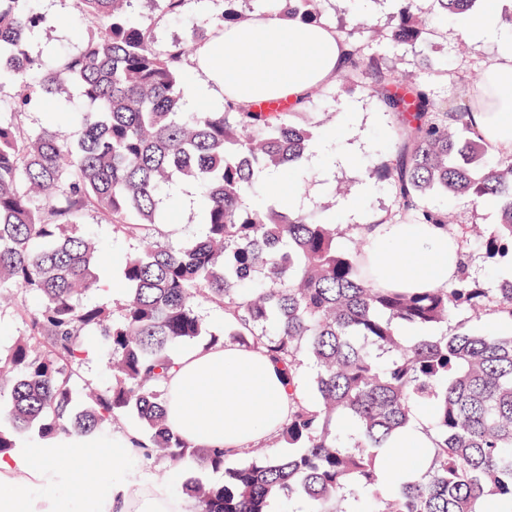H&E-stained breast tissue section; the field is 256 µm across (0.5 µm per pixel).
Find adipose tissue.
Listing matches in <instances>:
<instances>
[{
  "label": "adipose tissue",
  "instance_id": "1",
  "mask_svg": "<svg viewBox=\"0 0 512 512\" xmlns=\"http://www.w3.org/2000/svg\"><path fill=\"white\" fill-rule=\"evenodd\" d=\"M465 29L479 42L497 44V60L469 96L472 120L504 156L512 155V28L503 24L499 0L468 15ZM345 47L326 26H297L278 14L258 15L224 30L197 51L201 80L187 90L190 105L216 93L251 105L266 100H298L314 86L334 81ZM376 260L377 287L434 290L457 282L461 256L456 239L434 224H379L368 234ZM169 423L192 445L221 448L231 455L268 439L287 420L293 401L288 380L263 352L227 342L182 352L167 381ZM127 429L117 447L98 436L72 435L51 446L22 447L0 455V512H74L54 475L84 467L83 498L89 512H191L187 497L159 480L114 482L118 456L131 452L138 438ZM389 447L404 462L434 447L435 437L422 413ZM93 451L83 466L76 449ZM28 481L20 486L17 473Z\"/></svg>",
  "mask_w": 512,
  "mask_h": 512
}]
</instances>
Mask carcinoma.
<instances>
[{"label": "carcinoma", "instance_id": "obj_1", "mask_svg": "<svg viewBox=\"0 0 512 512\" xmlns=\"http://www.w3.org/2000/svg\"><path fill=\"white\" fill-rule=\"evenodd\" d=\"M280 9L301 25L322 23L325 0H216V22L248 19L241 4ZM32 0H0V82L15 93L0 111V298L15 302L27 331L0 353V399L10 429H0V455L17 436L41 439L101 435L128 412L146 435L139 456L224 471V481H188L195 512H268L272 496L299 501L303 512H512V277L486 288L472 276L468 239H481L491 260L512 264V156L488 158V142L470 119L466 98L436 99L418 77L397 73L355 36L360 16L341 39L348 46L340 87L361 88L397 120L395 156L368 170L386 181L394 218L440 224L458 242L459 283L407 292L374 286L359 245L338 243V225L314 213L250 202L255 174L298 168L312 127L296 111L244 107L185 108L191 64L185 41L165 47L135 19L144 8L171 17L188 0H75L90 20L76 52L56 66L28 47V34L47 22ZM400 23L391 40L413 44L432 28L415 0H397ZM482 0H433L440 17L477 10ZM87 105L81 136L67 131L70 93ZM63 108L31 131L20 121L37 100ZM187 182L200 189L204 231L176 246L155 239L170 192ZM489 203L499 222L483 230L452 223L434 196ZM118 237L149 242L119 264L126 289L111 309L83 296L100 287L102 246L83 233L88 212ZM224 312V333L208 334L198 308ZM468 311L507 324L474 334L456 330L407 336L448 325ZM104 336L110 384L89 389L74 404L84 337ZM209 336L266 353L299 374L315 367L314 401L299 396L275 439L283 456L255 449L247 465L224 469L226 454L193 448L167 423L165 382L174 346ZM418 407L436 434L418 480H399L371 495L381 455L400 465L386 440L402 432Z\"/></svg>", "mask_w": 512, "mask_h": 512}]
</instances>
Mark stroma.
Instances as JSON below:
<instances>
[{
	"instance_id": "obj_1",
	"label": "stroma",
	"mask_w": 512,
	"mask_h": 512,
	"mask_svg": "<svg viewBox=\"0 0 512 512\" xmlns=\"http://www.w3.org/2000/svg\"><path fill=\"white\" fill-rule=\"evenodd\" d=\"M35 11L52 18L49 26L35 28L28 36L31 51L44 55L52 61L77 50L78 35L87 26V20L75 9L73 0H34ZM215 0H190L183 15L168 17L153 14L150 25L158 43L165 44L175 39H184L191 31L208 26L210 16L215 12ZM396 22V13L389 9L384 0H376L370 13L372 36L367 43L371 53H391L395 64L405 73L411 74L419 67L420 50H428L435 55L446 57L447 63L427 78V84L435 95L453 97L467 93L473 87L472 78L482 75L495 61L497 51L492 44H477L475 51L461 54L452 47L455 34L463 32L460 20H451L436 25L432 34L426 35L423 47H409L390 51L388 34ZM331 85H324L312 98V106L305 114V121L311 123L314 134L331 132L339 124L333 116L335 102L349 104L359 115L354 140L360 146L351 170H341L326 179H319L316 168H308L303 176L302 207L306 210L317 209L323 214L333 215L341 226L353 224L356 218L374 220L389 214L393 208V198L386 182L371 180L367 193H360V175L365 170L392 158L393 123L389 116L381 112L374 101L362 91L341 94L339 99H331ZM346 188L348 195H361L362 211L360 216H352L343 207V197L334 194V186ZM346 194V195H347ZM199 191L193 184L177 186L171 195L170 203L174 210L173 218L163 225L159 237L173 243H179L198 236L203 226L198 218ZM188 473L184 469L169 465L164 461L139 460L126 457L119 460L114 478L118 481L157 478L166 481L174 493H181L182 484Z\"/></svg>"
}]
</instances>
